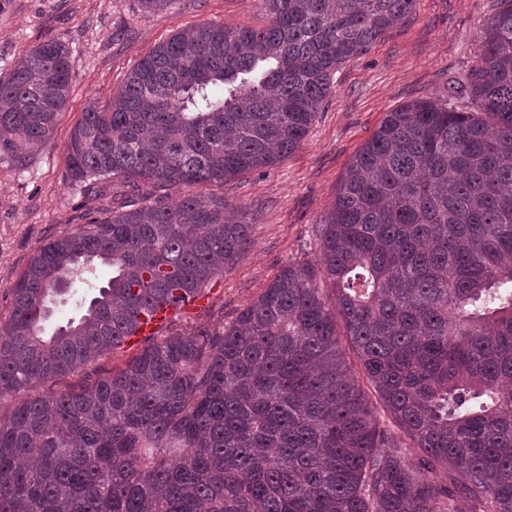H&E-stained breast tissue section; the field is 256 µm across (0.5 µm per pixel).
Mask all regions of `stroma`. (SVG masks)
Returning a JSON list of instances; mask_svg holds the SVG:
<instances>
[{
  "label": "stroma",
  "mask_w": 512,
  "mask_h": 512,
  "mask_svg": "<svg viewBox=\"0 0 512 512\" xmlns=\"http://www.w3.org/2000/svg\"><path fill=\"white\" fill-rule=\"evenodd\" d=\"M497 8V0H418L400 25L344 63L302 144L225 185V203L250 224V250L225 266L202 307L175 317V328L231 323L288 260L318 262L317 226L356 152L406 102L464 104L461 86ZM203 22L256 28L268 19L262 0H176L162 12L139 0H0V76L43 40L64 38L71 51L70 93L46 147L24 168L0 163V321L37 249L87 221L83 187L67 176V146L88 102H107L139 58Z\"/></svg>",
  "instance_id": "obj_1"
}]
</instances>
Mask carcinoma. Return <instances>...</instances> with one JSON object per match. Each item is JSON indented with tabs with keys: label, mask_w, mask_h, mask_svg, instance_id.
<instances>
[{
	"label": "carcinoma",
	"mask_w": 512,
	"mask_h": 512,
	"mask_svg": "<svg viewBox=\"0 0 512 512\" xmlns=\"http://www.w3.org/2000/svg\"><path fill=\"white\" fill-rule=\"evenodd\" d=\"M263 2L267 27L184 28L82 112L68 175L95 217L38 249L0 327V512H512V0L468 107L409 102L356 153L319 265L288 261L229 325L168 323L126 368L86 371L247 252L224 198L184 189L292 153L340 65L416 5ZM70 80L59 37L0 77V162L43 151ZM157 187L176 198L134 202ZM99 264L85 313L46 335L48 303ZM174 312V306L165 301H158L150 308L142 312L138 320L136 336L154 335L169 319Z\"/></svg>",
	"instance_id": "1"
}]
</instances>
